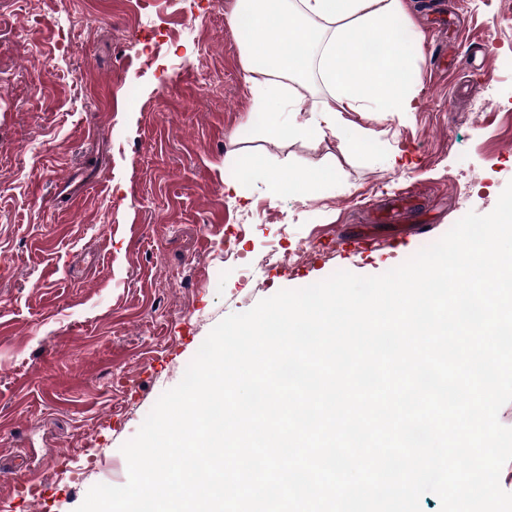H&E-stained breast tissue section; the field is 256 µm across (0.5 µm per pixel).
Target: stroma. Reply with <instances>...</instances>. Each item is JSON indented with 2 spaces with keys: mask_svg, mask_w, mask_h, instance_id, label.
Masks as SVG:
<instances>
[{
  "mask_svg": "<svg viewBox=\"0 0 512 512\" xmlns=\"http://www.w3.org/2000/svg\"><path fill=\"white\" fill-rule=\"evenodd\" d=\"M505 2L403 0L415 112H347L313 141L252 121L234 0H155L147 18L136 0H0V512H76L124 485L122 444L224 317L340 270L385 273L494 209L512 182ZM466 46L482 65L433 69ZM274 170L317 193L270 201ZM408 190L414 206L374 220ZM27 469L39 497L18 489Z\"/></svg>",
  "mask_w": 512,
  "mask_h": 512,
  "instance_id": "35a3bbf8",
  "label": "stroma"
}]
</instances>
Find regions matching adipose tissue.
<instances>
[{
  "label": "adipose tissue",
  "mask_w": 512,
  "mask_h": 512,
  "mask_svg": "<svg viewBox=\"0 0 512 512\" xmlns=\"http://www.w3.org/2000/svg\"><path fill=\"white\" fill-rule=\"evenodd\" d=\"M402 0H236L248 10L244 69L253 112L266 115L268 137L292 134L320 140L344 112H412L413 42L402 20ZM373 32L374 44L365 41ZM316 71L329 95L326 123L276 120L307 109L304 79Z\"/></svg>",
  "instance_id": "1"
}]
</instances>
